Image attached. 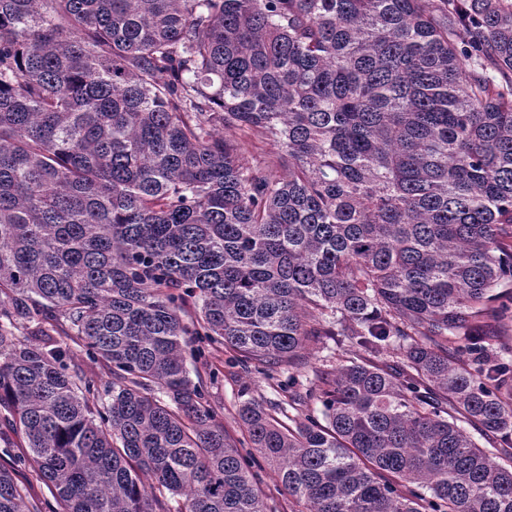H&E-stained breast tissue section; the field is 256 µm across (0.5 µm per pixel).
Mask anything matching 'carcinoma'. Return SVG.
<instances>
[{
    "label": "carcinoma",
    "mask_w": 512,
    "mask_h": 512,
    "mask_svg": "<svg viewBox=\"0 0 512 512\" xmlns=\"http://www.w3.org/2000/svg\"><path fill=\"white\" fill-rule=\"evenodd\" d=\"M506 277L512 0H0V441L59 512H273L187 336L356 350L278 404L326 424L238 409L305 512H512Z\"/></svg>",
    "instance_id": "cac0c4a2"
}]
</instances>
